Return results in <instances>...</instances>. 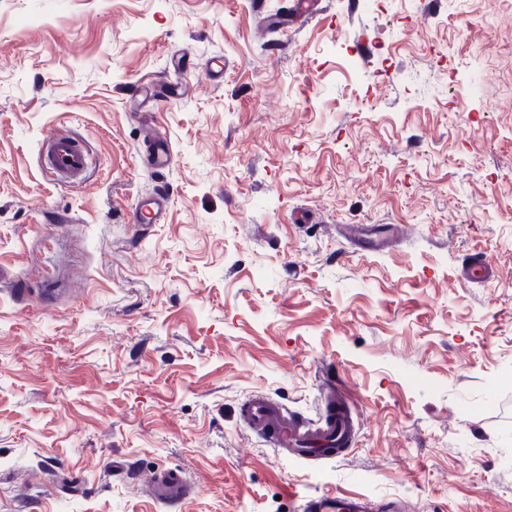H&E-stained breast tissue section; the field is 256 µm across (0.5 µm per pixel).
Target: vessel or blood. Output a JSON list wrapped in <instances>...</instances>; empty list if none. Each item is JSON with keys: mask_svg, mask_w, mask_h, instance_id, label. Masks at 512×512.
Instances as JSON below:
<instances>
[{"mask_svg": "<svg viewBox=\"0 0 512 512\" xmlns=\"http://www.w3.org/2000/svg\"><path fill=\"white\" fill-rule=\"evenodd\" d=\"M147 158L156 172L168 170L173 162L169 141L146 139ZM38 153L46 175L56 180L81 179L89 167V153L75 138L57 132L47 133L39 142ZM168 197L159 193L141 200L132 211L133 224H158L165 220ZM242 419L254 435L264 439L276 450H289L314 460H332L355 444L357 425L352 402L336 391L335 382H326L318 413L311 422L295 417L288 407L268 394L251 395L241 410ZM168 502L185 499L187 489L179 474L162 472L156 475ZM307 512H398L399 504L389 501L381 505L370 500L343 497H322L306 503Z\"/></svg>", "mask_w": 512, "mask_h": 512, "instance_id": "obj_1", "label": "vessel or blood"}]
</instances>
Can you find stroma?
<instances>
[{
    "label": "stroma",
    "mask_w": 512,
    "mask_h": 512,
    "mask_svg": "<svg viewBox=\"0 0 512 512\" xmlns=\"http://www.w3.org/2000/svg\"><path fill=\"white\" fill-rule=\"evenodd\" d=\"M291 6L0 0V512H171L160 468L181 512H512V0ZM145 78L181 88L145 103ZM52 130L82 183L42 171ZM158 190L165 222L129 223ZM351 224L405 234L357 250ZM326 364L345 456L248 431L256 393L315 417ZM38 153L43 171L53 180L81 179L89 167L88 151L68 135L47 133L39 142ZM145 149L148 161L157 173L168 170L173 162V150L169 141L145 139ZM169 503H180L185 499L187 489L182 477L177 473L162 472L155 476ZM301 506L303 511L308 510L309 512H396L401 510L396 501L374 504L364 498L348 499L338 496L336 498L321 497Z\"/></svg>",
    "instance_id": "35a3bbf8"
}]
</instances>
